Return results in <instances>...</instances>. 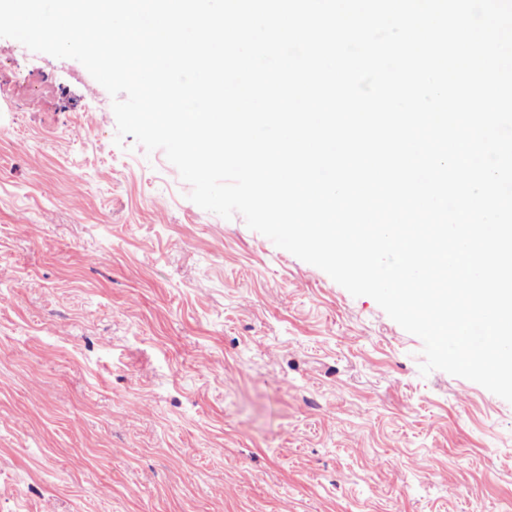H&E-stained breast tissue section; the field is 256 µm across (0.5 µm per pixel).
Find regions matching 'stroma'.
<instances>
[{
	"instance_id": "obj_1",
	"label": "stroma",
	"mask_w": 512,
	"mask_h": 512,
	"mask_svg": "<svg viewBox=\"0 0 512 512\" xmlns=\"http://www.w3.org/2000/svg\"><path fill=\"white\" fill-rule=\"evenodd\" d=\"M0 38V512H512V403L189 200Z\"/></svg>"
}]
</instances>
